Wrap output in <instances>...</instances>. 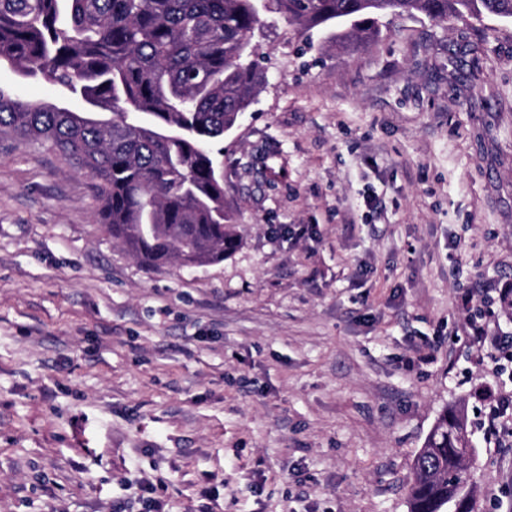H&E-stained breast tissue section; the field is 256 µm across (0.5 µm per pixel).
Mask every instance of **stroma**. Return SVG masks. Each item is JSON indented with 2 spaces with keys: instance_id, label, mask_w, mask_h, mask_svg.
I'll return each instance as SVG.
<instances>
[{
  "instance_id": "obj_1",
  "label": "stroma",
  "mask_w": 512,
  "mask_h": 512,
  "mask_svg": "<svg viewBox=\"0 0 512 512\" xmlns=\"http://www.w3.org/2000/svg\"><path fill=\"white\" fill-rule=\"evenodd\" d=\"M267 80L224 136L242 238L152 266L94 181L0 131V512H408L412 463L464 404L479 512H512L504 388L472 323L512 334V20L386 16L338 47L264 13ZM474 292L470 308L460 305ZM484 400L488 402L489 411L482 423L485 436L496 437L503 429L509 430L512 425V390L503 393L488 389L483 394Z\"/></svg>"
}]
</instances>
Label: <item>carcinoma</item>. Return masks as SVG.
Segmentation results:
<instances>
[{"label": "carcinoma", "instance_id": "carcinoma-1", "mask_svg": "<svg viewBox=\"0 0 512 512\" xmlns=\"http://www.w3.org/2000/svg\"><path fill=\"white\" fill-rule=\"evenodd\" d=\"M263 9L299 33L336 26L338 44L371 40L387 15L512 19V0H0V66L62 93L30 102L0 88V128L88 173L100 222L137 258L217 264L241 243L217 144L266 79L251 45ZM476 461L467 417L446 407L415 458L409 512H474Z\"/></svg>", "mask_w": 512, "mask_h": 512}]
</instances>
